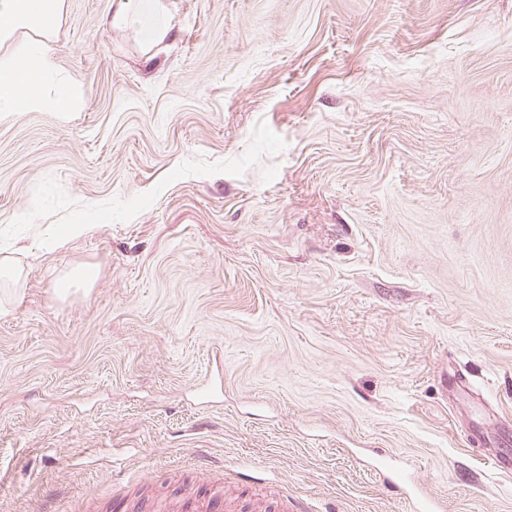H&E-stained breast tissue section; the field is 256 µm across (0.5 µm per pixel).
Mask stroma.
<instances>
[{
	"instance_id": "obj_1",
	"label": "stroma",
	"mask_w": 512,
	"mask_h": 512,
	"mask_svg": "<svg viewBox=\"0 0 512 512\" xmlns=\"http://www.w3.org/2000/svg\"><path fill=\"white\" fill-rule=\"evenodd\" d=\"M110 6L0 115V512H409L376 455L512 512V0H168L150 59Z\"/></svg>"
}]
</instances>
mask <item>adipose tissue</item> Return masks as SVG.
<instances>
[{
	"instance_id": "adipose-tissue-1",
	"label": "adipose tissue",
	"mask_w": 512,
	"mask_h": 512,
	"mask_svg": "<svg viewBox=\"0 0 512 512\" xmlns=\"http://www.w3.org/2000/svg\"><path fill=\"white\" fill-rule=\"evenodd\" d=\"M63 8L64 0H0V113L69 112L80 102L83 89L59 82L52 53ZM105 22L134 35L147 58L172 31L163 0H112Z\"/></svg>"
}]
</instances>
